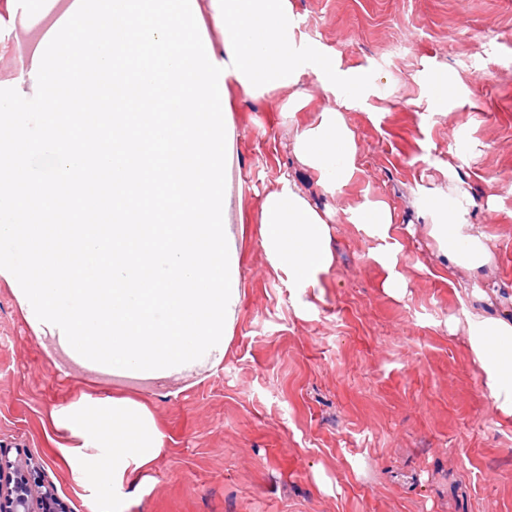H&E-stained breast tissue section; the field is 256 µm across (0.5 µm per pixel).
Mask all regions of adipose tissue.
Listing matches in <instances>:
<instances>
[{
    "mask_svg": "<svg viewBox=\"0 0 512 512\" xmlns=\"http://www.w3.org/2000/svg\"><path fill=\"white\" fill-rule=\"evenodd\" d=\"M469 203L463 192L431 200L430 234L448 262L477 272L491 255L483 240L465 233L459 222ZM352 221L374 242L370 256L385 271L384 291L403 294L406 283L398 269L390 207L366 203L354 211ZM332 237L330 213L315 208L288 177H281L262 204L260 243L271 267L286 275L297 294L319 287L333 266ZM466 341L497 411L512 418V318L467 314ZM50 422L59 456L74 480L90 489L94 512L118 504L126 486L136 484L165 447L150 408L131 398L84 394L53 408Z\"/></svg>",
    "mask_w": 512,
    "mask_h": 512,
    "instance_id": "obj_1",
    "label": "adipose tissue"
}]
</instances>
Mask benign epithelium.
Instances as JSON below:
<instances>
[{
  "instance_id": "benign-epithelium-1",
  "label": "benign epithelium",
  "mask_w": 512,
  "mask_h": 512,
  "mask_svg": "<svg viewBox=\"0 0 512 512\" xmlns=\"http://www.w3.org/2000/svg\"><path fill=\"white\" fill-rule=\"evenodd\" d=\"M42 469L29 457L0 464V512H70L55 487L42 480Z\"/></svg>"
}]
</instances>
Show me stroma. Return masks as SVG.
Returning a JSON list of instances; mask_svg holds the SVG:
<instances>
[{"instance_id":"1","label":"stroma","mask_w":512,"mask_h":512,"mask_svg":"<svg viewBox=\"0 0 512 512\" xmlns=\"http://www.w3.org/2000/svg\"><path fill=\"white\" fill-rule=\"evenodd\" d=\"M297 44L372 73L344 111L359 170L325 192L293 150L335 100L303 76L260 97L229 82L224 214L241 301L218 369L161 384L93 374L37 337L0 278V458L42 461L70 512H90L57 456L52 408L78 396L145 402L165 449L124 512H512V419L498 414L467 347L465 312L512 311V0H291ZM444 74L447 100L432 88ZM290 177L332 210L336 261L302 314L260 244L265 196ZM491 262L448 268L425 203L455 191ZM393 210L402 296L386 293L372 242L350 220ZM482 288V301L464 288Z\"/></svg>"}]
</instances>
